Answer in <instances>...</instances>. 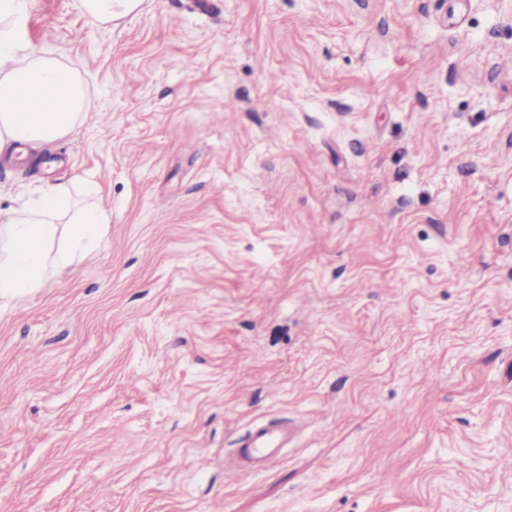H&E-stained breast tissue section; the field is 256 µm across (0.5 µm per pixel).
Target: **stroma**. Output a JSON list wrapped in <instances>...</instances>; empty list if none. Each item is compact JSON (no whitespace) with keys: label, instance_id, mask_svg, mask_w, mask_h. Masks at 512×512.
Wrapping results in <instances>:
<instances>
[{"label":"stroma","instance_id":"obj_1","mask_svg":"<svg viewBox=\"0 0 512 512\" xmlns=\"http://www.w3.org/2000/svg\"><path fill=\"white\" fill-rule=\"evenodd\" d=\"M111 213L0 302V512H512V0H31ZM288 419L270 469L227 460ZM142 0H78V8L86 19L97 26L126 18L141 5Z\"/></svg>","mask_w":512,"mask_h":512}]
</instances>
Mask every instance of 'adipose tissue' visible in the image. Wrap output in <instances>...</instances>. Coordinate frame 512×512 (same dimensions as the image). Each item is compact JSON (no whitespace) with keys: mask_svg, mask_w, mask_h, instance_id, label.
Here are the masks:
<instances>
[{"mask_svg":"<svg viewBox=\"0 0 512 512\" xmlns=\"http://www.w3.org/2000/svg\"><path fill=\"white\" fill-rule=\"evenodd\" d=\"M29 3L0 0V156L9 160L74 135L89 108L81 73L30 46ZM95 195L90 183L48 182L6 212L0 219V299L43 287L92 249L111 221Z\"/></svg>","mask_w":512,"mask_h":512,"instance_id":"adipose-tissue-1","label":"adipose tissue"}]
</instances>
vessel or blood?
Returning <instances> with one entry per match:
<instances>
[{"label": "vessel or blood", "instance_id": "1", "mask_svg": "<svg viewBox=\"0 0 512 512\" xmlns=\"http://www.w3.org/2000/svg\"><path fill=\"white\" fill-rule=\"evenodd\" d=\"M294 438L295 428L289 423L254 424L237 452L240 467L250 471L269 469L280 460L283 448L292 443Z\"/></svg>", "mask_w": 512, "mask_h": 512}]
</instances>
